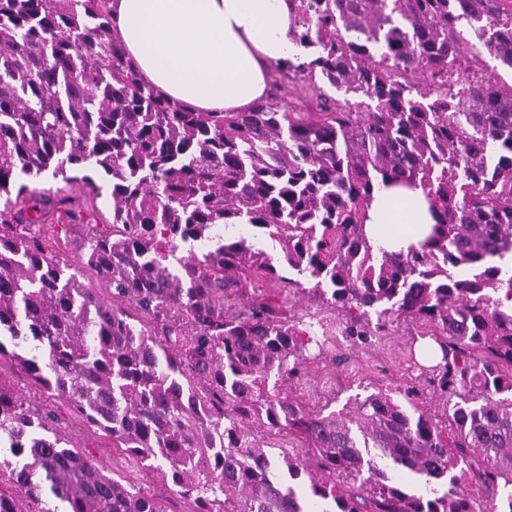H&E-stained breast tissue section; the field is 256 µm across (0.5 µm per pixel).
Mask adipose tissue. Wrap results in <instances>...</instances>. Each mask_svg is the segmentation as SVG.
I'll use <instances>...</instances> for the list:
<instances>
[{
  "label": "adipose tissue",
  "mask_w": 512,
  "mask_h": 512,
  "mask_svg": "<svg viewBox=\"0 0 512 512\" xmlns=\"http://www.w3.org/2000/svg\"><path fill=\"white\" fill-rule=\"evenodd\" d=\"M112 39L143 82L201 112H245L261 100L272 63L297 55L290 0H107ZM368 234L407 248L428 223L421 190L379 191Z\"/></svg>",
  "instance_id": "adipose-tissue-1"
}]
</instances>
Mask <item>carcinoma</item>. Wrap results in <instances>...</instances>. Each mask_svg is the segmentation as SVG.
Returning a JSON list of instances; mask_svg holds the SVG:
<instances>
[{"instance_id":"cac0c4a2","label":"carcinoma","mask_w":512,"mask_h":512,"mask_svg":"<svg viewBox=\"0 0 512 512\" xmlns=\"http://www.w3.org/2000/svg\"><path fill=\"white\" fill-rule=\"evenodd\" d=\"M105 2L0 0V357L195 512H305L286 476L335 512H485L473 486L506 491L491 512H512V278L492 263L512 251V86L469 76L481 47L512 70V0H293L308 54L278 69L345 95L314 112L166 98L112 40ZM47 175L96 195L106 183L112 222L40 191ZM389 187L421 188L433 219L405 251L366 232ZM243 223L278 257L232 230ZM84 226L103 297L45 247L46 229ZM252 271L313 283L355 344L395 322L434 327L427 384L444 419L416 385L327 416L282 396L317 334L265 294L232 309ZM254 419L299 431L327 479L272 458ZM59 420L0 389V512L21 496L29 512H165L66 447Z\"/></svg>"}]
</instances>
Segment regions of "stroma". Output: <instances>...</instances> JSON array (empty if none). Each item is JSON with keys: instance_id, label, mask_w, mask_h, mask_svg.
Wrapping results in <instances>:
<instances>
[{"instance_id": "obj_1", "label": "stroma", "mask_w": 512, "mask_h": 512, "mask_svg": "<svg viewBox=\"0 0 512 512\" xmlns=\"http://www.w3.org/2000/svg\"><path fill=\"white\" fill-rule=\"evenodd\" d=\"M261 285L263 292L279 301L291 319L317 314L324 317L330 330H337V311L323 305L317 295L298 292L277 280L265 279ZM433 346L430 337L413 335L403 322L393 324L387 335L366 346L331 341L325 353L305 360L301 377L284 382L281 393L308 411L326 415L338 412L363 391L392 393L415 381L422 367L435 364L436 359L430 354ZM64 438L69 447L90 452L99 466L128 490L154 495L165 512H192V501L173 492L124 449L113 447L106 432L70 415Z\"/></svg>"}]
</instances>
